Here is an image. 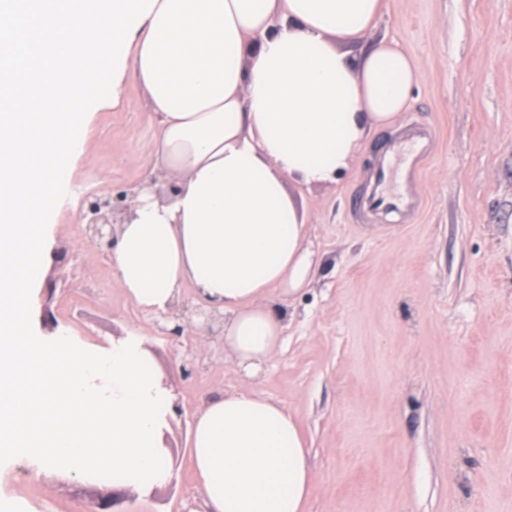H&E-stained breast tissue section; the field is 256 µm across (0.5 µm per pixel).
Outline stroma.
Here are the masks:
<instances>
[{
    "label": "stroma",
    "instance_id": "35a3bbf8",
    "mask_svg": "<svg viewBox=\"0 0 512 512\" xmlns=\"http://www.w3.org/2000/svg\"><path fill=\"white\" fill-rule=\"evenodd\" d=\"M387 35L420 73L411 105L367 131L337 181L303 190L324 264L285 299L284 345L258 378H244L218 338L197 341L205 368L183 378L181 347L116 288L110 258L85 236L84 197L137 182L155 150L137 80L88 126L72 201L50 233L53 309L79 345L139 338L186 416L224 389L283 402L309 449L306 512H512V0H385L352 50ZM409 123L436 134L422 206L356 222L372 169ZM190 431L178 421L162 428L172 481L150 495L101 476L43 474L17 456L0 459V504L84 512L113 494L122 512H206Z\"/></svg>",
    "mask_w": 512,
    "mask_h": 512
}]
</instances>
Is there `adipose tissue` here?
I'll return each instance as SVG.
<instances>
[{
	"label": "adipose tissue",
	"instance_id": "obj_1",
	"mask_svg": "<svg viewBox=\"0 0 512 512\" xmlns=\"http://www.w3.org/2000/svg\"><path fill=\"white\" fill-rule=\"evenodd\" d=\"M382 0H0V458L150 492L168 478L169 398L134 339L97 351L29 334L49 232L90 117L136 77L158 120L154 168L111 251L117 288L168 311L192 285L224 313V344L253 376L281 349L280 299L323 258L298 187L336 181L368 129L407 109L419 72L396 41L360 55ZM190 459L208 512H305L313 486L297 418L251 392L212 396Z\"/></svg>",
	"mask_w": 512,
	"mask_h": 512
}]
</instances>
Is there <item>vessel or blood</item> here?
I'll return each instance as SVG.
<instances>
[{"mask_svg": "<svg viewBox=\"0 0 512 512\" xmlns=\"http://www.w3.org/2000/svg\"><path fill=\"white\" fill-rule=\"evenodd\" d=\"M433 150L432 138L423 130H407L385 154L372 174V188L362 205L371 211L405 212L419 206L415 190Z\"/></svg>", "mask_w": 512, "mask_h": 512, "instance_id": "1", "label": "vessel or blood"}]
</instances>
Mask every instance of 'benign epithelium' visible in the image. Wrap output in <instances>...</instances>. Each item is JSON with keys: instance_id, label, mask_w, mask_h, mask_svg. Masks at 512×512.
I'll return each instance as SVG.
<instances>
[{"instance_id": "1", "label": "benign epithelium", "mask_w": 512, "mask_h": 512, "mask_svg": "<svg viewBox=\"0 0 512 512\" xmlns=\"http://www.w3.org/2000/svg\"><path fill=\"white\" fill-rule=\"evenodd\" d=\"M158 182L156 174L146 173L140 181L130 185L126 190L117 194L110 192H95L88 195L83 202L84 217L87 218L86 232L89 241L97 248L110 246L114 239V225L121 224L131 217L136 206V198L142 187L153 186ZM56 282L49 280L42 290V307L40 312L41 325L53 332L58 327V322L52 303L55 297ZM188 307L177 309L170 308L166 313H161L155 320L157 332L168 338L173 343L184 348L181 371L184 378H190L204 368L202 359L198 358L192 343H184L187 338L185 333ZM196 317L200 318L196 335L214 337L221 335L224 330V314L214 308L207 309L197 306L194 309Z\"/></svg>"}]
</instances>
